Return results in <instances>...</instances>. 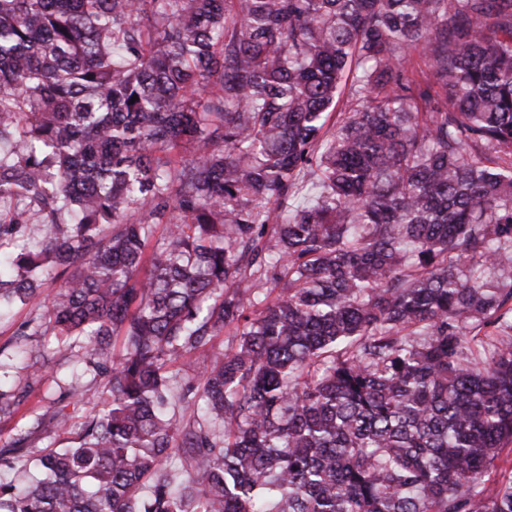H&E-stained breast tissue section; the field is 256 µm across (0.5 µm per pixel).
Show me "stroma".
Segmentation results:
<instances>
[{"mask_svg":"<svg viewBox=\"0 0 512 512\" xmlns=\"http://www.w3.org/2000/svg\"><path fill=\"white\" fill-rule=\"evenodd\" d=\"M37 314L31 306L16 305L0 318V388L29 391L16 412L0 416V444L31 427L36 416L52 414L61 393L97 386L93 372L83 363L61 358L53 335L26 333Z\"/></svg>","mask_w":512,"mask_h":512,"instance_id":"35a3bbf8","label":"stroma"}]
</instances>
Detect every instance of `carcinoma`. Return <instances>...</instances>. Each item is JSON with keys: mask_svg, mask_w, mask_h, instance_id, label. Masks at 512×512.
<instances>
[{"mask_svg": "<svg viewBox=\"0 0 512 512\" xmlns=\"http://www.w3.org/2000/svg\"><path fill=\"white\" fill-rule=\"evenodd\" d=\"M0 147L101 381L0 512H512V0H0Z\"/></svg>", "mask_w": 512, "mask_h": 512, "instance_id": "cac0c4a2", "label": "carcinoma"}]
</instances>
